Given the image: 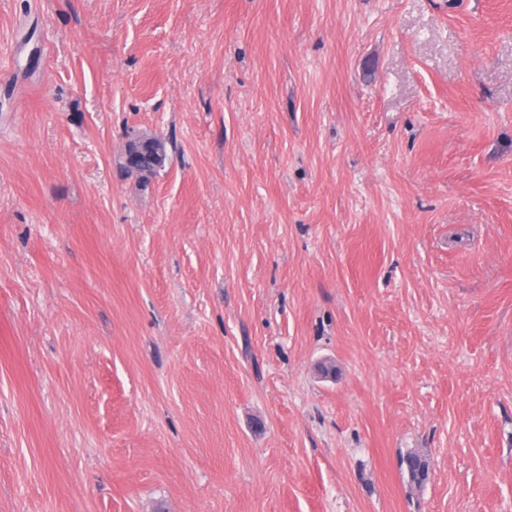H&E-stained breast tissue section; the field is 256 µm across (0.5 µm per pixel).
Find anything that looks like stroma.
I'll list each match as a JSON object with an SVG mask.
<instances>
[{"label":"stroma","instance_id":"obj_1","mask_svg":"<svg viewBox=\"0 0 512 512\" xmlns=\"http://www.w3.org/2000/svg\"><path fill=\"white\" fill-rule=\"evenodd\" d=\"M0 512H512V0H0ZM136 151L137 157L133 160L127 151L124 167L129 173L146 176L153 174L163 166L166 158L165 142L159 138H147L140 140ZM408 481L411 486L423 487L430 477V463L428 458L419 452H408L402 458Z\"/></svg>","mask_w":512,"mask_h":512}]
</instances>
